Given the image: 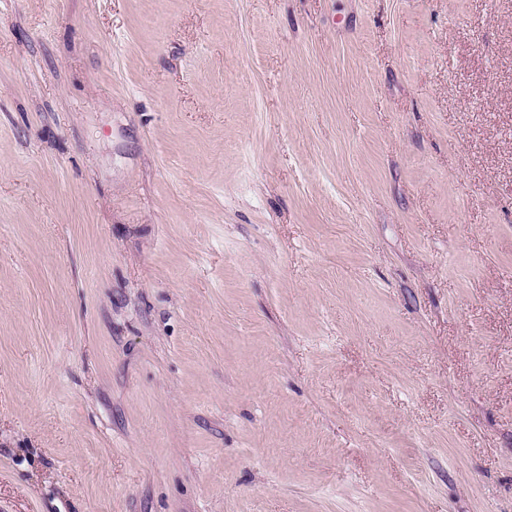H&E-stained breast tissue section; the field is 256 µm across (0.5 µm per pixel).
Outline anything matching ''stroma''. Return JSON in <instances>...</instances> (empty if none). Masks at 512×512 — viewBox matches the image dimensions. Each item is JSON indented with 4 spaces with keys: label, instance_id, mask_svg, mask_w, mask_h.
I'll return each instance as SVG.
<instances>
[{
    "label": "stroma",
    "instance_id": "35a3bbf8",
    "mask_svg": "<svg viewBox=\"0 0 512 512\" xmlns=\"http://www.w3.org/2000/svg\"><path fill=\"white\" fill-rule=\"evenodd\" d=\"M0 512H512V0H0Z\"/></svg>",
    "mask_w": 512,
    "mask_h": 512
}]
</instances>
